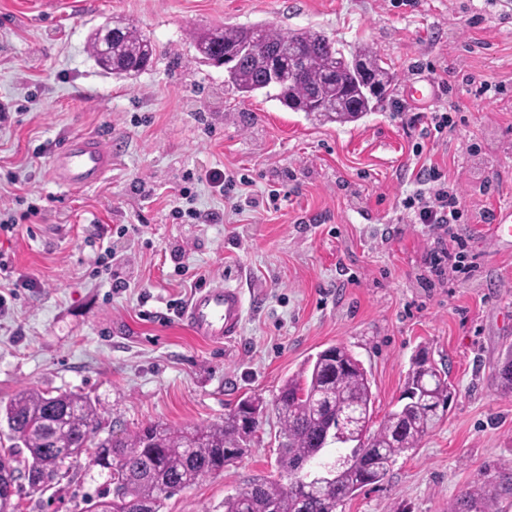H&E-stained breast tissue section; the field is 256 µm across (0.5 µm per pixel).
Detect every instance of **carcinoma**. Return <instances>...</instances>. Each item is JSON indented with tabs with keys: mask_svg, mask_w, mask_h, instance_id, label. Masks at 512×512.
Segmentation results:
<instances>
[{
	"mask_svg": "<svg viewBox=\"0 0 512 512\" xmlns=\"http://www.w3.org/2000/svg\"><path fill=\"white\" fill-rule=\"evenodd\" d=\"M195 47L201 59L217 64L227 54V82L242 96L274 87L275 98L293 112L318 115L329 122H355L375 112L389 95L398 74L369 46L351 57L336 41L316 30L285 33L267 24L224 27L199 33ZM112 74L130 78L153 61L154 45L142 32L115 22ZM500 393L512 397V351L496 377ZM453 393L448 372L429 358L411 365L400 405L372 428L374 395L369 374L345 345H331L309 360L302 372L288 377L274 401L279 430L277 479L254 476L224 498V512H336L365 487L380 483L399 457L421 446L442 422ZM351 443L362 442L366 463L333 470L330 488L307 496L293 492L284 475L308 466L325 453L324 435L336 433V419ZM9 439L0 451L13 472L37 467L50 482L68 460L83 454L117 455L111 473L113 496L90 501L86 512H160L164 500L195 485L226 463L227 453L243 456L256 429L248 430L239 413L224 421L186 428L145 426L123 438L96 439V407L76 393L53 396L21 389L3 409ZM24 447L29 456L18 458ZM496 488L483 483L448 504V512H494Z\"/></svg>",
	"mask_w": 512,
	"mask_h": 512,
	"instance_id": "carcinoma-1",
	"label": "carcinoma"
}]
</instances>
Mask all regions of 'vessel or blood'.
Masks as SVG:
<instances>
[{"label":"vessel or blood","instance_id":"vessel-or-blood-1","mask_svg":"<svg viewBox=\"0 0 512 512\" xmlns=\"http://www.w3.org/2000/svg\"><path fill=\"white\" fill-rule=\"evenodd\" d=\"M111 167V151L89 136L65 140L52 155V176L62 186H94ZM243 311L239 289L213 284L194 291L182 316L197 336L221 342L238 334Z\"/></svg>","mask_w":512,"mask_h":512}]
</instances>
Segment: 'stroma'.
I'll list each match as a JSON object with an SVG mask.
<instances>
[{"mask_svg": "<svg viewBox=\"0 0 512 512\" xmlns=\"http://www.w3.org/2000/svg\"><path fill=\"white\" fill-rule=\"evenodd\" d=\"M55 2L0 0V206L24 218L19 234L0 233L19 283L0 309V406L23 388L79 393L104 438L217 423L261 397L251 452L162 509L224 512L246 480L276 474L270 403L308 357L348 346L370 375L379 421L423 350L455 391L441 426L337 512H448L472 486L498 481L512 464V397L495 379L512 350V240L492 239L480 216L512 209V0ZM109 17L156 46L136 78L107 75L89 56L91 31ZM255 23L315 29L346 51L369 45L402 83L427 79L435 96L418 106L397 87L346 124L263 91L241 97L223 67L200 62L191 33ZM417 112L458 123L434 138ZM79 136L112 147L111 171L91 188L52 178L55 148ZM429 165L462 198L449 231L476 263L451 279L428 262L436 233L404 207ZM215 169L250 182L223 194L206 178ZM280 187L287 198L268 207ZM176 207L219 221L176 219ZM110 250L112 276L96 275ZM201 282L241 289L232 341L195 336L176 310ZM111 491L107 470L84 457L45 490L20 482L16 501L18 512H85Z\"/></svg>", "mask_w": 512, "mask_h": 512, "instance_id": "35a3bbf8", "label": "stroma"}]
</instances>
